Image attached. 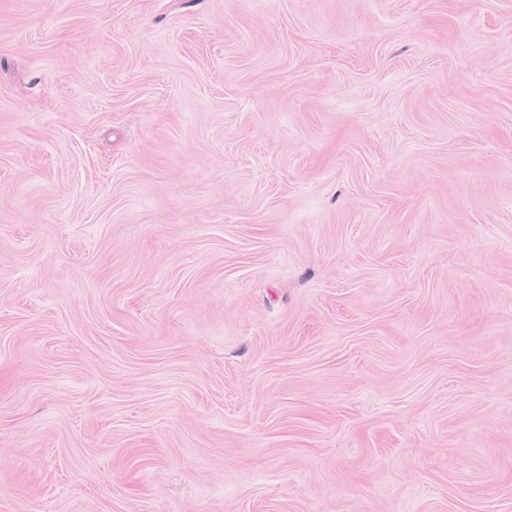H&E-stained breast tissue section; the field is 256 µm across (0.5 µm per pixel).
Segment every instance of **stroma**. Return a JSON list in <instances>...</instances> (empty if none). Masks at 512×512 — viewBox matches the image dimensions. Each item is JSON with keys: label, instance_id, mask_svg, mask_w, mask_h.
<instances>
[{"label": "stroma", "instance_id": "35a3bbf8", "mask_svg": "<svg viewBox=\"0 0 512 512\" xmlns=\"http://www.w3.org/2000/svg\"><path fill=\"white\" fill-rule=\"evenodd\" d=\"M0 512H512V0H0Z\"/></svg>", "mask_w": 512, "mask_h": 512}]
</instances>
